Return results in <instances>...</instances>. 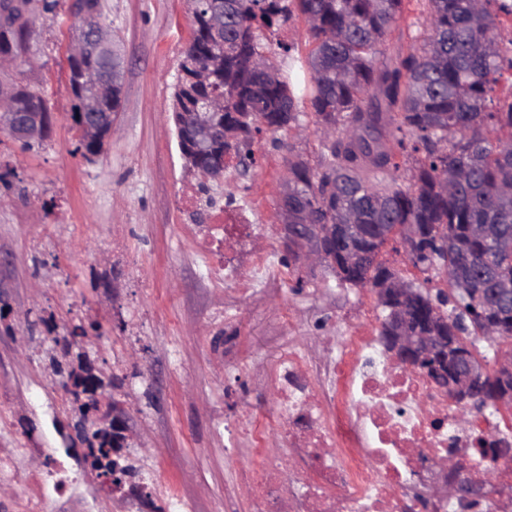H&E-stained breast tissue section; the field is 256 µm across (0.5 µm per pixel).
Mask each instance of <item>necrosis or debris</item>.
<instances>
[{"label": "necrosis or debris", "mask_w": 512, "mask_h": 512, "mask_svg": "<svg viewBox=\"0 0 512 512\" xmlns=\"http://www.w3.org/2000/svg\"><path fill=\"white\" fill-rule=\"evenodd\" d=\"M253 214L247 200L210 210L195 227L208 275L243 297L271 275L289 274L261 242ZM262 384L272 413L241 430L258 460L238 473L257 512H413L417 501L428 512H512V420L497 412L449 414L447 393L398 365L373 333L338 332L319 362L305 345L289 344ZM487 436L504 440L508 453L474 454ZM451 454L467 456L474 472L497 468L486 500L433 495L444 480L436 461ZM27 478L63 500L81 492L59 457Z\"/></svg>", "instance_id": "4bbe7bcc"}]
</instances>
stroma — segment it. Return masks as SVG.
<instances>
[{
  "label": "stroma",
  "instance_id": "stroma-1",
  "mask_svg": "<svg viewBox=\"0 0 512 512\" xmlns=\"http://www.w3.org/2000/svg\"><path fill=\"white\" fill-rule=\"evenodd\" d=\"M69 0H59L37 29L30 61L0 73L40 89L53 118L50 141L25 149L0 134V293L11 303L12 331H0V424L20 447L65 458L83 501L47 498L43 512H116L92 470L70 451L74 404L50 368L54 344L40 323L54 317L59 335L95 321L100 335L83 338L104 379L119 378L112 397L124 403L142 461L145 490L157 505L173 497L191 512H254L236 473L255 452L234 439L255 405L271 396L253 372L224 376L234 350L259 369L273 366L289 342L314 354L338 321L379 328L384 312L372 288L340 283L326 268H300L270 279L252 296L211 285L180 205L187 174L170 120L181 51L191 36L185 0H101L102 18L124 58V107L103 153L75 156L78 140L65 93L66 47L73 35ZM256 167L213 185L255 198L259 221L279 227L284 150L256 138ZM372 305L363 317V305ZM297 321L285 328V312Z\"/></svg>",
  "mask_w": 512,
  "mask_h": 512
}]
</instances>
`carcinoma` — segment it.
<instances>
[{"mask_svg":"<svg viewBox=\"0 0 512 512\" xmlns=\"http://www.w3.org/2000/svg\"><path fill=\"white\" fill-rule=\"evenodd\" d=\"M429 33L383 62L389 38L403 16L404 0H192V32L179 70L187 78L175 85L172 119L179 151L190 141L185 114L202 111L205 98L224 99V140L194 159L200 176L217 175L224 159L240 174L256 165V136L271 135L284 148L291 198L310 208L314 224L419 225L414 267L445 275L451 294L420 290L407 300L421 330L448 337L454 354L448 377L435 385L453 395L457 354L479 350L481 315L499 322L507 335L494 345L512 346V305L483 297L484 289L512 286V104L495 96L503 72H512V39L502 36L501 18L512 20V0H419ZM224 17V42L210 38V22ZM304 21L307 53L299 46L273 43L288 22ZM20 14L0 23V53L28 54L32 34ZM283 55L307 75L304 87L280 73ZM122 66L106 62L96 47L69 64L65 92L70 118L79 134L72 154L89 160L103 151L106 131L87 136L84 99L93 89L77 74L84 68ZM17 112H50L40 92L11 83ZM123 83L98 90L104 111L122 108ZM308 116L335 137L321 144L310 164L283 140L302 130ZM476 224H502L503 240L473 233ZM386 239L360 238L356 247L365 263L351 265L342 248L324 245L326 267L339 281L377 288L398 278L384 260ZM499 379L488 374L484 397L490 404Z\"/></svg>","mask_w":512,"mask_h":512,"instance_id":"obj_1","label":"carcinoma"}]
</instances>
